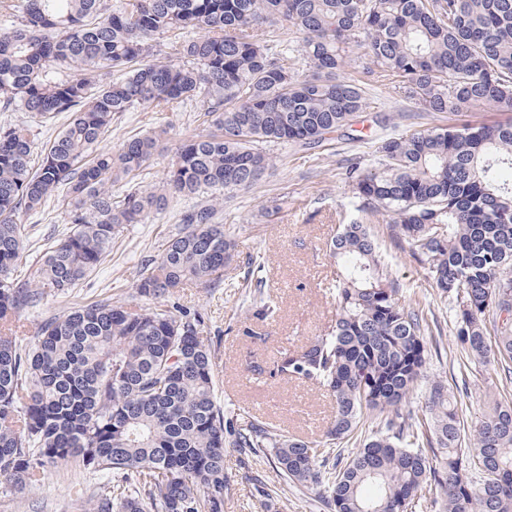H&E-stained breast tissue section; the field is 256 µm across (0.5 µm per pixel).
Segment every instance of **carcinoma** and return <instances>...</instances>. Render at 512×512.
<instances>
[{"label": "carcinoma", "instance_id": "cac0c4a2", "mask_svg": "<svg viewBox=\"0 0 512 512\" xmlns=\"http://www.w3.org/2000/svg\"><path fill=\"white\" fill-rule=\"evenodd\" d=\"M22 2L15 14L0 0L10 19L0 26V104L71 121L37 168L30 130L0 125V484L22 493L77 460L117 477L93 512H223L224 449L268 448L290 482L318 488L334 512H406L428 488L441 496L438 512H512V401L494 402L467 428L448 387L434 382L424 419L402 411L424 377L432 329L368 229L370 218H388L393 243L407 245L451 304L460 353L512 383V323L501 320L512 315V122L393 131L378 143L376 169L350 163L358 216L329 244L341 268L336 320L270 370L332 393L329 440L368 428L339 469H327L313 442L224 416L194 314L96 301L46 318L28 342L13 330L21 309L86 280L119 228L175 196L198 202L143 267L138 294L223 280L237 242L219 208L273 166L265 146L314 148L376 108L366 88L336 77L355 49L423 112L512 109V0ZM277 24L301 35L308 74L291 72L267 39ZM188 28L204 35L158 48ZM192 98L206 105L208 132L176 148L158 184L112 200V185L149 167L167 134L152 129L99 151L113 120ZM58 195L69 231L18 281L21 214Z\"/></svg>", "mask_w": 512, "mask_h": 512}]
</instances>
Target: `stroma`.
Returning <instances> with one entry per match:
<instances>
[{
  "mask_svg": "<svg viewBox=\"0 0 512 512\" xmlns=\"http://www.w3.org/2000/svg\"><path fill=\"white\" fill-rule=\"evenodd\" d=\"M340 74L370 84L383 102L384 113L393 117L401 133L449 124H490L507 118L506 113L489 107L457 115L423 116L413 101L394 94L366 73L357 55ZM203 110V102L194 99L173 112L137 108L121 113L99 147L111 151L144 130L166 129L163 149L137 178L141 186L153 185L163 178L176 147L203 132ZM67 122L63 113L42 123L17 107L0 110V124L25 125L31 130L37 150L32 162L36 165L41 162L39 148L53 140ZM353 127L358 140L337 137L310 151L289 144L268 145L273 168L258 186L235 192L222 208V221L238 243L223 282L215 286L191 283L164 298L167 305L200 315V335L214 354L215 393L225 416L244 417L283 435L308 440L324 441L334 415L329 391L271 376L270 369L277 352L300 349L324 335L335 320L331 286L338 269L326 244L344 218L354 213L345 162L353 158L361 171L373 170L377 162L375 137L380 132L371 112L358 114ZM186 205V199L177 197L166 212L151 214L142 224L125 225L111 251L77 288L64 296H45L39 305L20 311L16 321L20 335L32 336L43 319L90 302L135 299L141 270L162 253L178 231ZM21 222L26 238L13 275L26 280L68 224L58 199L40 213L22 216ZM371 230L387 255L393 278L419 301L439 331L426 381H440L454 390L459 412L471 425L483 418L488 396L512 400V387L501 388L492 369L464 364L450 331L453 311L439 299L424 270L407 251L392 244L385 219L373 221ZM251 259L264 267V297L274 308L271 314L259 313L254 291L245 285ZM224 469L229 478L224 512H330L315 490L285 481L266 452L225 449ZM113 482L112 473L87 471L75 462L62 464L48 468L42 480L23 493L0 485V512H92L96 494Z\"/></svg>",
  "mask_w": 512,
  "mask_h": 512,
  "instance_id": "1",
  "label": "stroma"
}]
</instances>
